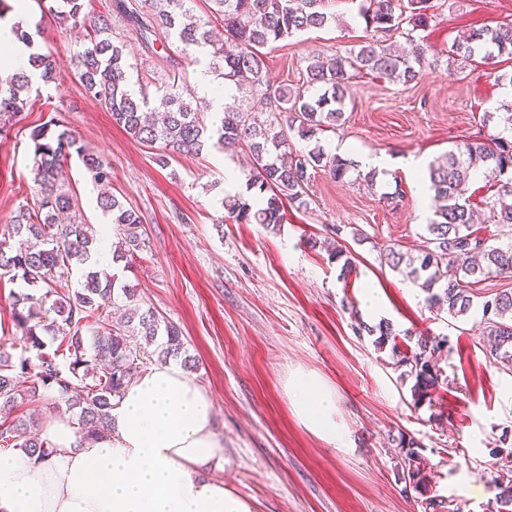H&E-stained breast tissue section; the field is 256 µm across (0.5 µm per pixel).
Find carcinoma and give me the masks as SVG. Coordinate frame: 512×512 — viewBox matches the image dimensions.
<instances>
[{"label": "carcinoma", "instance_id": "carcinoma-1", "mask_svg": "<svg viewBox=\"0 0 512 512\" xmlns=\"http://www.w3.org/2000/svg\"><path fill=\"white\" fill-rule=\"evenodd\" d=\"M192 0H113L111 11L133 26L152 54L161 57L168 82L154 84L134 78L123 46L112 39V17L88 10L87 0H60L49 9L57 22L85 29L83 40L70 56L86 95L110 112L112 122L138 143L156 151L164 166L175 154L199 155L211 145L233 146L250 161L249 188L258 190L250 201L241 194L224 196V219L241 224H263L273 231L284 220L283 199L306 203L310 183L319 171L344 180L357 161L331 153L320 135L336 129L343 117L351 73L373 75L411 84L426 66L425 48L412 32H404L407 47L388 44L407 24H428L429 0H362L366 27L377 33L359 48L342 55L316 53L306 58L304 90L272 87L266 81L262 49L269 44L315 28L336 17L324 0H208V14L198 16ZM161 44L156 49L155 44ZM484 59L512 55V23L473 31L451 46L453 55L471 59L480 49ZM204 55L207 72L236 90L247 88L268 105L271 119L259 125L239 107L224 108L219 123H206L205 113L193 106L178 54ZM30 61L40 80L55 79L59 60L35 51ZM33 82L23 72L0 77V116L15 115L26 107ZM309 145L293 148L292 133ZM32 199L20 206L10 224L0 230V276L19 279L41 293L19 292L12 318L26 345L37 352L38 363L13 360L0 352V409L9 412L0 421V449L19 448L46 461L57 449L32 430L23 405L39 403L49 391L67 398L72 422L81 439L110 433L112 408L119 402L133 372L147 360L146 346H156L161 363L178 361L193 368L180 328L160 317L138 299L136 289L119 278L116 268L128 269L141 248L137 228L141 219L112 193V168L85 151L67 128L51 120L33 131ZM81 157L92 182L99 187L97 204L123 227L124 238L112 250V262L96 259L98 239L90 225L76 220L78 201L61 180L60 169L71 153ZM503 171L512 166V140L505 136L469 139L459 143L428 168L434 199L439 201L426 225L423 249L416 255L394 244L380 249V261L403 270L424 293L431 308L456 319L467 316L479 298L481 284L491 277L512 278V243L492 246L474 234L473 211L461 200L460 188L480 169ZM489 218L512 224V181L486 202ZM331 259L340 263L339 277L356 269L351 253L336 246ZM77 283L70 281L73 272ZM481 335L485 356L512 364V291L482 297ZM357 333L375 337V346L390 348L400 377L414 380L413 406L440 398L447 377L436 360L448 348L445 336L400 335L388 322L357 324ZM406 340L402 344L398 339ZM58 342L51 353L47 341ZM399 448L405 497L423 512H449L443 499L429 495L430 473L421 468V445L404 433L392 438ZM499 488L496 512H512V470L495 477Z\"/></svg>", "mask_w": 512, "mask_h": 512}]
</instances>
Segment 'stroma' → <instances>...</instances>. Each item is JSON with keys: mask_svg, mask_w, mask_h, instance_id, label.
Masks as SVG:
<instances>
[{"mask_svg": "<svg viewBox=\"0 0 512 512\" xmlns=\"http://www.w3.org/2000/svg\"><path fill=\"white\" fill-rule=\"evenodd\" d=\"M51 0H31L25 30L41 52L67 58L78 33L54 23ZM433 17L415 37L428 67L418 82L403 85L370 75L349 83L343 123L322 135L340 155H388L392 166L374 187L348 177L317 173L307 204L285 206L280 230L225 220L224 194L244 191L228 172L247 175L242 153L217 148L199 156L174 155L160 167L154 152L113 125L109 112L86 97L73 69L61 66L23 111L0 129V227L30 196L34 165L32 130L48 120L70 129L91 153L112 166V191L142 222V248L124 279L140 299L177 325L197 361L192 378L215 406L214 431L224 445L221 466L211 469L253 512H421L402 492L392 436L404 433L421 445L432 494L451 512H492L499 492L497 471L512 453L497 452L503 428L512 429V371L486 361L479 334L480 309L451 319L431 310L425 294L405 275L380 262V247L398 244L415 252L425 236L419 209L429 184L408 168H420L455 144L495 134L487 115L512 102L498 75L512 74V57L461 62L450 53L462 32L512 22V0H432ZM360 0H328L335 24L311 29L265 49L273 86L297 85L304 57L356 46L366 34ZM112 32L127 61L149 79H165L140 40L120 17ZM79 204L77 218L107 225L110 241L122 235L88 190L93 183L78 157L65 165ZM402 189L399 204L386 195ZM343 226L342 244L356 271L340 279L339 264L311 239L325 240ZM363 240H354L352 229ZM383 299L381 319L397 333L445 335L452 351L439 365L448 378L432 422V409L413 407L410 383L399 376L388 351L354 330L365 318L366 285ZM21 285L0 280V350L28 356L12 321L13 297ZM316 377L336 399V436L309 430L287 394L298 374Z\"/></svg>", "mask_w": 512, "mask_h": 512, "instance_id": "35a3bbf8", "label": "stroma"}]
</instances>
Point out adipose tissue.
I'll use <instances>...</instances> for the list:
<instances>
[{"mask_svg": "<svg viewBox=\"0 0 512 512\" xmlns=\"http://www.w3.org/2000/svg\"><path fill=\"white\" fill-rule=\"evenodd\" d=\"M295 407L317 433H336V403L312 377L295 379ZM208 393L174 362L130 382L111 434L79 441L68 415L40 435L57 449L40 463L0 451V512H252L205 471L224 457Z\"/></svg>", "mask_w": 512, "mask_h": 512, "instance_id": "1", "label": "adipose tissue"}]
</instances>
